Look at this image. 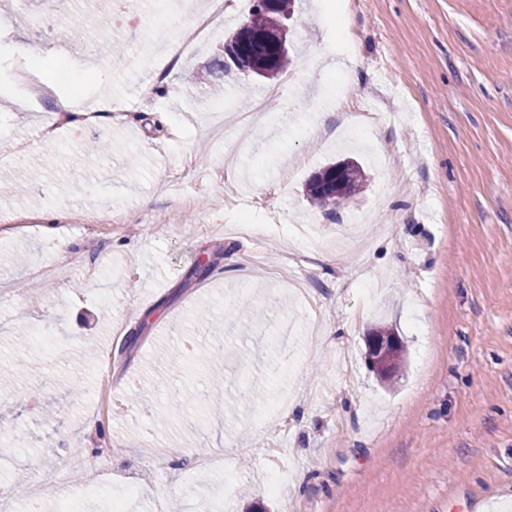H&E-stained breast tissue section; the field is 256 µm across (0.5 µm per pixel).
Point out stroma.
I'll use <instances>...</instances> for the list:
<instances>
[{
	"mask_svg": "<svg viewBox=\"0 0 512 512\" xmlns=\"http://www.w3.org/2000/svg\"><path fill=\"white\" fill-rule=\"evenodd\" d=\"M155 2L99 0L110 24L85 31L106 46L94 58L60 0L0 7V254L16 257L0 265V368L13 374L0 447H15L0 512H25L52 471L73 512L104 504L72 478L83 459L47 454L48 440L119 442L103 480L138 486L140 512L511 507L512 0H298V67L235 77L220 97L185 75L223 34ZM168 37L190 48L172 69ZM27 51L66 57L64 78L44 73L57 94L76 85L124 111L45 140L55 97L29 112L9 94ZM260 94L283 109L256 120ZM92 140L111 153L83 158ZM27 154L44 168L19 196ZM348 157L368 174L362 192L336 214L312 204L307 180ZM54 210L65 217L49 233ZM300 224L316 244L289 251ZM204 307L223 333L198 323ZM382 324L407 348L387 386L365 362ZM218 367L224 399L204 402ZM211 450L231 473L201 466Z\"/></svg>",
	"mask_w": 512,
	"mask_h": 512,
	"instance_id": "obj_1",
	"label": "stroma"
}]
</instances>
